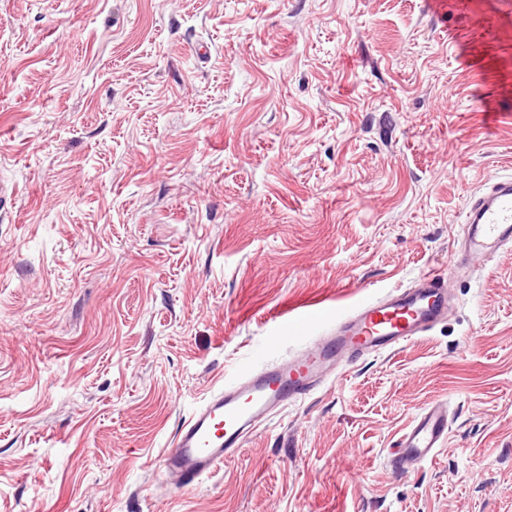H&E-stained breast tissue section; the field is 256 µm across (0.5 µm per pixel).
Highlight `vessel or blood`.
<instances>
[{
  "mask_svg": "<svg viewBox=\"0 0 512 512\" xmlns=\"http://www.w3.org/2000/svg\"><path fill=\"white\" fill-rule=\"evenodd\" d=\"M459 256L488 261L512 244V176L493 177L466 208ZM444 278L421 276L415 287L359 303L338 316L335 332L320 336L304 354L242 378L208 396L177 430L163 462L178 487L200 483L234 460L275 412L316 391L343 358L392 350L432 332L448 314ZM448 407L431 402L399 438L390 457L394 471L436 458L448 441Z\"/></svg>",
  "mask_w": 512,
  "mask_h": 512,
  "instance_id": "vessel-or-blood-1",
  "label": "vessel or blood"
}]
</instances>
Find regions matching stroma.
I'll return each mask as SVG.
<instances>
[{"mask_svg":"<svg viewBox=\"0 0 512 512\" xmlns=\"http://www.w3.org/2000/svg\"><path fill=\"white\" fill-rule=\"evenodd\" d=\"M0 0V512H512V249L452 263L512 175V0ZM446 278L201 483L162 453L336 313ZM449 438L395 474L435 399Z\"/></svg>","mask_w":512,"mask_h":512,"instance_id":"stroma-1","label":"stroma"}]
</instances>
